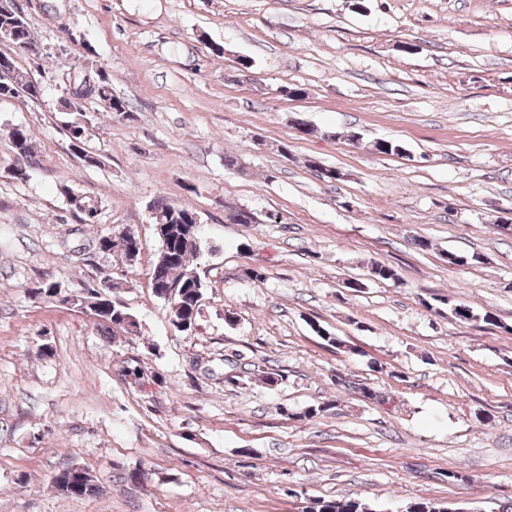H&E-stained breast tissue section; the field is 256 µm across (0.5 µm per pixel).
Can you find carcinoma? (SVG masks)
<instances>
[{"label":"carcinoma","mask_w":512,"mask_h":512,"mask_svg":"<svg viewBox=\"0 0 512 512\" xmlns=\"http://www.w3.org/2000/svg\"><path fill=\"white\" fill-rule=\"evenodd\" d=\"M18 34L19 40L12 38L8 42L15 48L20 43H26L37 56L40 49L35 36L24 15L17 11L0 17V33L4 30ZM42 95V88L32 79L30 74L19 68L12 56L0 53V99L25 97L37 100ZM88 98L103 104V110L112 114L118 120H130L134 111L129 102L112 92L108 77L93 76L92 79L82 80L75 91V98L63 102L66 113L71 120L65 122L70 137L82 140L87 131L90 119L87 115L84 101ZM12 139L18 154L24 157L28 165L35 164V153L31 145V135L24 128H16ZM373 150L386 156H404L407 150L400 143L389 140H378L373 144ZM83 204L81 221L96 223L98 215L97 204L88 199L70 200V205ZM155 214L154 224L159 226L157 235L164 237L163 250L159 251L153 264L149 279L154 294L169 303L171 323L175 326L184 325L187 330L195 328L200 314V297L205 288L201 279L186 270L189 256L200 248V232L188 233L184 227L195 223L197 213L186 205L170 204L164 200H156L150 204ZM370 277L380 281H396V271L383 263L375 262L370 268ZM77 305L87 310L93 307H106L108 311L99 313L101 325L107 330L117 329L127 331L129 326H137L136 317L120 301H104L94 295H82ZM52 482L61 494L70 497H93L100 491L93 477L86 471L76 473L71 468H64L52 477ZM305 512H373L371 506L356 498L340 500H316L306 507ZM406 512H448V505L432 501L409 502Z\"/></svg>","instance_id":"obj_1"}]
</instances>
